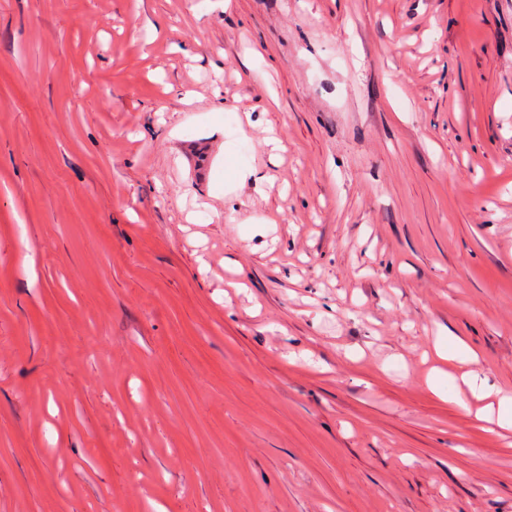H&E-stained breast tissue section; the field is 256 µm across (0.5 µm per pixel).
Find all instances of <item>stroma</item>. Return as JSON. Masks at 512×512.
I'll list each match as a JSON object with an SVG mask.
<instances>
[{
  "label": "stroma",
  "instance_id": "obj_1",
  "mask_svg": "<svg viewBox=\"0 0 512 512\" xmlns=\"http://www.w3.org/2000/svg\"><path fill=\"white\" fill-rule=\"evenodd\" d=\"M459 340L512 0H0V512H512Z\"/></svg>",
  "mask_w": 512,
  "mask_h": 512
}]
</instances>
